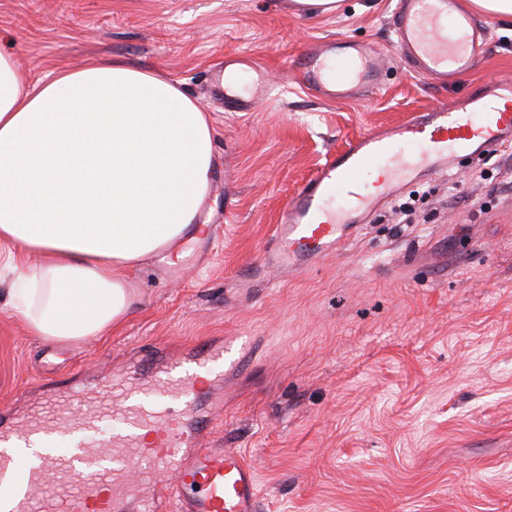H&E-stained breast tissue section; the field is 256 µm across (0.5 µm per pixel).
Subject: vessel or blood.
<instances>
[{"instance_id": "vessel-or-blood-1", "label": "vessel or blood", "mask_w": 512, "mask_h": 512, "mask_svg": "<svg viewBox=\"0 0 512 512\" xmlns=\"http://www.w3.org/2000/svg\"><path fill=\"white\" fill-rule=\"evenodd\" d=\"M394 43L411 73L448 84L480 60L486 30L458 0H397ZM382 56L366 44L328 41L298 66V82L334 99L379 85ZM228 112H249L272 91L263 67L228 57L212 81ZM512 144V77L484 86L468 99L417 112L405 121L349 142L289 200L273 229L275 243L261 266L300 270L334 255L351 238L361 215L417 176L447 174L453 160ZM205 351L198 366L221 359ZM178 358L105 382L95 395L73 387L44 398L0 429V497L11 512H141L159 505L174 512H259L253 466L234 448L199 446L206 419L196 370ZM77 436L67 452L52 449L28 460L2 451L13 439ZM156 486L159 497L143 487Z\"/></svg>"}]
</instances>
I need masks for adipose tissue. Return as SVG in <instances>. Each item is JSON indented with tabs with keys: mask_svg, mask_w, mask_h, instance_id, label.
Here are the masks:
<instances>
[{
	"mask_svg": "<svg viewBox=\"0 0 512 512\" xmlns=\"http://www.w3.org/2000/svg\"><path fill=\"white\" fill-rule=\"evenodd\" d=\"M213 170L208 113L178 85L99 58L33 78L0 52V284L47 342L101 336L130 274L197 223Z\"/></svg>",
	"mask_w": 512,
	"mask_h": 512,
	"instance_id": "obj_1",
	"label": "adipose tissue"
}]
</instances>
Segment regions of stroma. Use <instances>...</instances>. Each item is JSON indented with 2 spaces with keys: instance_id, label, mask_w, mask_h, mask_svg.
Returning a JSON list of instances; mask_svg holds the SVG:
<instances>
[{
  "instance_id": "stroma-1",
  "label": "stroma",
  "mask_w": 512,
  "mask_h": 512,
  "mask_svg": "<svg viewBox=\"0 0 512 512\" xmlns=\"http://www.w3.org/2000/svg\"><path fill=\"white\" fill-rule=\"evenodd\" d=\"M392 0L301 14L292 0H0V51L43 77L93 58L160 73L208 112L214 168L202 222L222 225L198 266L154 261L139 301L103 336L46 345L0 309V407L27 411L79 383L96 392L130 363L236 342L208 432L257 470L261 512H512V150L456 165L386 204L344 249L271 274L256 265L294 193L380 126L512 76V22L486 17L478 64L441 86L391 44ZM382 49V85L331 100L293 81L322 41ZM228 56L272 79L250 112L209 91Z\"/></svg>"
}]
</instances>
